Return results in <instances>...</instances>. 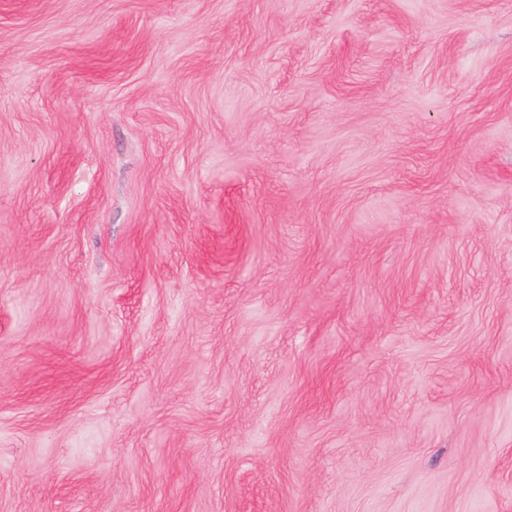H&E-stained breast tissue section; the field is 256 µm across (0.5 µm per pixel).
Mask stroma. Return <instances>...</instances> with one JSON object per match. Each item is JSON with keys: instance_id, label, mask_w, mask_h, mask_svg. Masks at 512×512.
I'll return each instance as SVG.
<instances>
[{"instance_id": "35a3bbf8", "label": "stroma", "mask_w": 512, "mask_h": 512, "mask_svg": "<svg viewBox=\"0 0 512 512\" xmlns=\"http://www.w3.org/2000/svg\"><path fill=\"white\" fill-rule=\"evenodd\" d=\"M512 0H0V512H512Z\"/></svg>"}]
</instances>
